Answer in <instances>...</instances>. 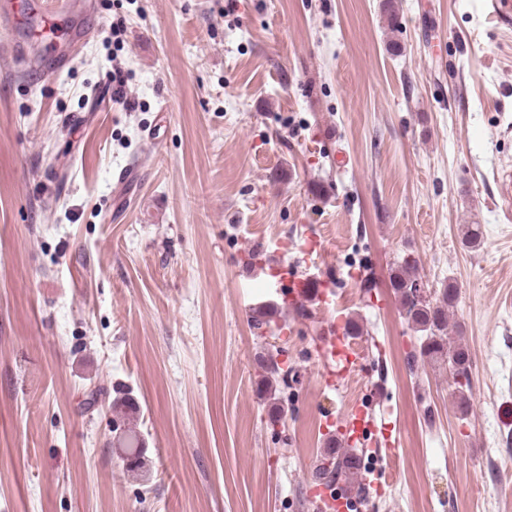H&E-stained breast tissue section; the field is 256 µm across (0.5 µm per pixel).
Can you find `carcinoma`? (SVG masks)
Instances as JSON below:
<instances>
[{"label": "carcinoma", "mask_w": 512, "mask_h": 512, "mask_svg": "<svg viewBox=\"0 0 512 512\" xmlns=\"http://www.w3.org/2000/svg\"><path fill=\"white\" fill-rule=\"evenodd\" d=\"M418 259L411 254H401L397 257L390 286L400 302V311L408 323L416 331L422 333L417 346L410 353L414 361L428 360L442 362L448 365L452 378L451 387L458 411L465 415L470 408L472 389V361L465 346L449 336L450 311L455 307L457 289L453 284L443 289L441 296L423 297L417 293L421 285L416 277ZM292 369L284 368L274 359L269 358L265 366V375L261 381L264 384H277L280 388L288 387V375ZM135 432H130L125 438L127 466L131 470L140 468V452ZM360 459L352 448H328L318 457L315 467V478H325L331 484L344 482L346 486L356 489V495H361Z\"/></svg>", "instance_id": "carcinoma-1"}]
</instances>
